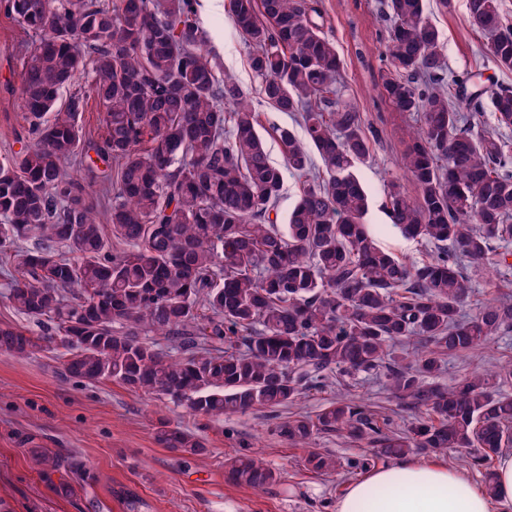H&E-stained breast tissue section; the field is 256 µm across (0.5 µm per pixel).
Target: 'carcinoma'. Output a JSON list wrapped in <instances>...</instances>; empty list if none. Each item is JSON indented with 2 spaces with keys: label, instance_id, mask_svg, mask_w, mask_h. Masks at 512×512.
Returning a JSON list of instances; mask_svg holds the SVG:
<instances>
[{
  "label": "carcinoma",
  "instance_id": "obj_1",
  "mask_svg": "<svg viewBox=\"0 0 512 512\" xmlns=\"http://www.w3.org/2000/svg\"><path fill=\"white\" fill-rule=\"evenodd\" d=\"M382 7L381 94L419 124L385 185L389 223L372 229L357 166L373 156L374 140L344 95L343 60L320 8L224 0L261 102L295 115L307 140L275 130L288 170L302 179L283 232L271 217L283 170L268 157L250 94L232 75L219 78L197 0H0V14L32 36L23 50L25 137L0 159V254L12 265L0 295L47 328L34 336L1 326L0 351L27 356L52 343L69 378L164 395L200 417L285 406L334 383V401L275 428L307 449L310 471L350 475L375 458L455 449L493 488L494 460L512 448V394L502 391L512 359L448 388L431 379L448 357L512 331L506 295L462 311L464 263L496 268L499 245L512 242V140L476 131L482 95L460 106L449 98L424 0ZM467 9L497 65L512 69L500 0H467ZM79 75L85 86L56 109ZM91 100L100 112L94 158L82 121ZM490 101L497 127L512 130V87ZM390 233L435 253L407 264L380 242ZM29 240L36 246H20ZM380 371L414 416L404 429L346 384ZM328 433L377 452L343 463L311 447ZM155 439L205 451L165 420ZM226 468L253 489L278 478L253 454Z\"/></svg>",
  "mask_w": 512,
  "mask_h": 512
}]
</instances>
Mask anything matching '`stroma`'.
I'll return each mask as SVG.
<instances>
[{
    "label": "stroma",
    "mask_w": 512,
    "mask_h": 512,
    "mask_svg": "<svg viewBox=\"0 0 512 512\" xmlns=\"http://www.w3.org/2000/svg\"><path fill=\"white\" fill-rule=\"evenodd\" d=\"M200 2L219 71L258 91L259 81L224 12V0ZM320 8L325 29L346 61V94L362 113L366 129L378 133L374 155L359 165L358 173L370 195L365 223L384 224V184L396 172L395 162L408 146L415 120L396 111L379 92L385 36L379 0H320ZM425 11L439 31L449 79L475 76L488 89L512 87V69L500 68L485 38L471 31L467 0H452L446 11L438 0H425ZM20 40L18 25L0 17V156L14 148L22 126ZM464 273L470 280L465 313L512 292V266L492 271L470 263ZM508 359L512 331L479 352L449 357L434 381L448 387ZM350 387L373 406L390 410L394 427L411 422L410 414L397 410L384 375H359ZM334 396L331 390H310L291 409L203 418L164 397L112 381L70 379L48 346L26 358L0 352V507L6 512H125L124 498L133 494L143 500L144 512H335L348 476L312 473L305 450L274 431L278 418L293 410L316 414ZM162 419L202 439L205 452L189 455L157 444L155 431ZM46 449L74 460L75 468L43 469L36 458ZM248 452L259 453L278 471L275 483L253 490L229 479L225 460ZM62 482L68 494L57 492Z\"/></svg>",
    "instance_id": "35a3bbf8"
}]
</instances>
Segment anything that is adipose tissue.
Returning <instances> with one entry per match:
<instances>
[{
	"label": "adipose tissue",
	"mask_w": 512,
	"mask_h": 512,
	"mask_svg": "<svg viewBox=\"0 0 512 512\" xmlns=\"http://www.w3.org/2000/svg\"><path fill=\"white\" fill-rule=\"evenodd\" d=\"M336 512H512V453L501 456L490 490L458 468L397 460L350 481Z\"/></svg>",
	"instance_id": "ef3b65f1"
}]
</instances>
